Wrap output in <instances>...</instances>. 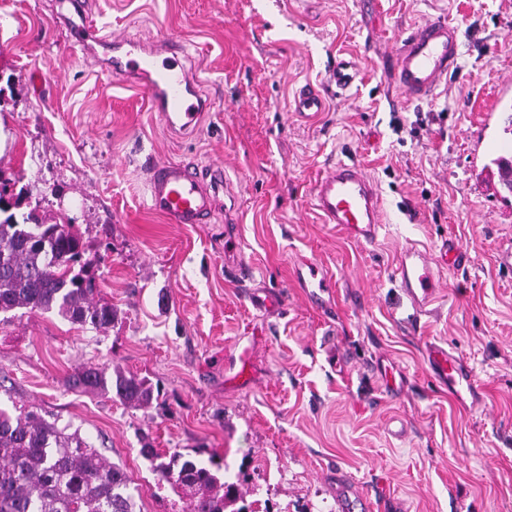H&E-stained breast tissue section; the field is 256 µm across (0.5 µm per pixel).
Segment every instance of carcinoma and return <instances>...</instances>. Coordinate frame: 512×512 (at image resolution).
<instances>
[{
  "label": "carcinoma",
  "instance_id": "carcinoma-1",
  "mask_svg": "<svg viewBox=\"0 0 512 512\" xmlns=\"http://www.w3.org/2000/svg\"><path fill=\"white\" fill-rule=\"evenodd\" d=\"M94 262L85 257L81 237L70 224H45L14 215L0 221V321L8 314L57 312L73 324L104 331L116 311L95 299ZM87 393L114 394L147 406L153 389L121 371L84 367L71 378ZM142 454L172 489L189 497L188 512H224L240 498L224 481L214 458L203 461L178 451ZM132 480L78 432L49 421L42 410L26 407L14 415L0 408V512H134Z\"/></svg>",
  "mask_w": 512,
  "mask_h": 512
}]
</instances>
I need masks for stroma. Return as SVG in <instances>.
I'll list each match as a JSON object with an SVG mask.
<instances>
[{"mask_svg":"<svg viewBox=\"0 0 512 512\" xmlns=\"http://www.w3.org/2000/svg\"><path fill=\"white\" fill-rule=\"evenodd\" d=\"M73 15L66 0H0V182L15 217L81 234L117 319L104 334L54 313L0 324V407L37 405L78 430L127 470L137 512L175 500L147 442L217 455L269 512H512V192L495 164L512 141V0H90L97 28L185 45L211 106L178 139L134 82L68 47ZM436 17L457 30L456 65L414 102L389 81L391 53ZM343 59L356 70L340 89ZM309 84L326 109L302 120L290 104ZM156 160L223 166L234 223L220 211L165 223L146 202ZM339 161L379 189L374 244L310 205ZM445 239L470 262L414 314L395 256ZM304 259L336 282L326 307L295 279ZM240 264L280 305L245 301ZM431 341L465 357L479 404L431 380ZM88 366L144 378L159 397L141 408L72 389ZM387 366L404 378L392 394Z\"/></svg>","mask_w":512,"mask_h":512,"instance_id":"obj_1","label":"stroma"}]
</instances>
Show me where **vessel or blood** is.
<instances>
[{"label":"vessel or blood","instance_id":"b4317fda","mask_svg":"<svg viewBox=\"0 0 512 512\" xmlns=\"http://www.w3.org/2000/svg\"><path fill=\"white\" fill-rule=\"evenodd\" d=\"M68 31L70 46L92 40L109 50V72L138 83L171 134L181 135L198 125L208 102L179 60L183 44L164 39L153 48L140 39L100 33L86 21L70 24ZM159 49L169 53L167 63L157 64ZM457 49L456 30L444 19L414 28L396 54L392 74L397 85L411 99L432 95L453 70ZM324 106L323 95L310 86L295 97V110L302 114L322 111ZM223 183V170L215 165L155 162L149 167L148 206L170 224H206L219 206ZM311 204L324 223L336 225L349 238L366 244L376 239L381 201L375 183L357 164L329 166L313 187ZM467 260L464 248L452 240H443L433 254L411 245L400 252L394 273L414 310L421 312L434 301L444 270L464 266ZM426 364L441 387L460 398L476 396L472 370L452 349L428 344Z\"/></svg>","mask_w":512,"mask_h":512}]
</instances>
